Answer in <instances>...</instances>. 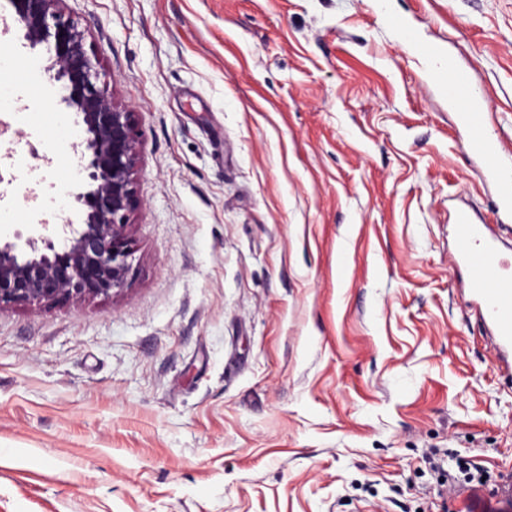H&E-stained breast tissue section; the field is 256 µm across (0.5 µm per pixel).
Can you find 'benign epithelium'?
Wrapping results in <instances>:
<instances>
[{
	"instance_id": "benign-epithelium-1",
	"label": "benign epithelium",
	"mask_w": 512,
	"mask_h": 512,
	"mask_svg": "<svg viewBox=\"0 0 512 512\" xmlns=\"http://www.w3.org/2000/svg\"><path fill=\"white\" fill-rule=\"evenodd\" d=\"M64 0H10L33 48L52 42L47 72L62 102L85 127L86 190L73 195L84 224L63 243L47 231L24 243L0 240V311L15 305L108 296L127 285L133 248L128 212L139 158L134 113L119 105L93 62V50Z\"/></svg>"
}]
</instances>
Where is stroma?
Segmentation results:
<instances>
[{
  "mask_svg": "<svg viewBox=\"0 0 512 512\" xmlns=\"http://www.w3.org/2000/svg\"><path fill=\"white\" fill-rule=\"evenodd\" d=\"M139 159L122 292L0 311V512H464L512 376L452 266L512 248V0H65ZM0 237L80 222L83 127L0 0ZM480 472L448 488L443 473ZM448 100L465 127L464 148L471 155L487 161V172L498 185L500 203L498 211L512 209V149L495 143L478 112L479 104L471 78L463 71L454 70L448 79ZM506 159L509 161L506 162Z\"/></svg>",
  "mask_w": 512,
  "mask_h": 512,
  "instance_id": "1",
  "label": "stroma"
}]
</instances>
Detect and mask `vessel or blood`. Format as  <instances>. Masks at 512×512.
Instances as JSON below:
<instances>
[{
	"instance_id": "vessel-or-blood-1",
	"label": "vessel or blood",
	"mask_w": 512,
	"mask_h": 512,
	"mask_svg": "<svg viewBox=\"0 0 512 512\" xmlns=\"http://www.w3.org/2000/svg\"><path fill=\"white\" fill-rule=\"evenodd\" d=\"M448 99L465 127L466 151L487 161V172L499 187V208L511 210L512 149L492 140L476 111L478 96L465 72H452ZM457 230L466 244L457 262L468 269L469 288L490 326L499 360L505 368H512V263L505 259L487 225L473 223L468 212H459Z\"/></svg>"
}]
</instances>
